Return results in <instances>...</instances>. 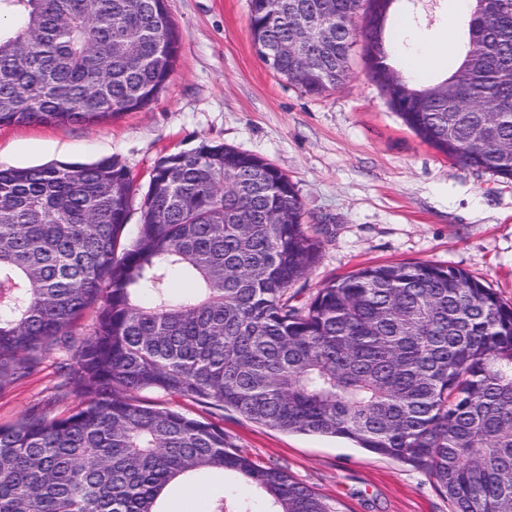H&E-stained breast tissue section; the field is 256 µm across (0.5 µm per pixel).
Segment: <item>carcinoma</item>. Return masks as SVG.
Returning <instances> with one entry per match:
<instances>
[{
    "label": "carcinoma",
    "instance_id": "carcinoma-1",
    "mask_svg": "<svg viewBox=\"0 0 512 512\" xmlns=\"http://www.w3.org/2000/svg\"><path fill=\"white\" fill-rule=\"evenodd\" d=\"M249 2L256 44L278 48L315 22L309 61L284 54L276 75L334 90L361 40L372 80L424 142L512 179V0H471L456 67L424 84L393 65L398 0H368L382 21L362 38L336 29L357 0ZM181 40L165 0H0V127L143 109ZM304 223L286 174L207 140L161 157L139 198L115 159L0 168V381L65 349L62 387L80 398L0 426V512H161L173 481L215 473L245 478L273 512H336L222 427L139 404L148 389L426 466L453 512H512V304L460 268L393 263L297 308L288 290L322 250ZM175 275L196 295L172 302Z\"/></svg>",
    "mask_w": 512,
    "mask_h": 512
}]
</instances>
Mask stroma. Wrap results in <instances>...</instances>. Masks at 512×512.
I'll return each instance as SVG.
<instances>
[{
    "label": "stroma",
    "instance_id": "stroma-1",
    "mask_svg": "<svg viewBox=\"0 0 512 512\" xmlns=\"http://www.w3.org/2000/svg\"><path fill=\"white\" fill-rule=\"evenodd\" d=\"M183 38L177 65L158 98L107 123L0 127V167L118 159L146 190L168 153L211 140L273 163L294 183L307 231L322 242L318 262L289 289L306 306L327 281L372 264L452 266L512 303V181L454 161L425 143L387 103L372 80L362 46L348 77L319 96L277 76L257 55L249 0H167ZM463 12L437 0L419 19L398 14L404 57L450 40L459 46ZM52 351L33 375L0 384V425L39 406L68 411L74 396L60 385ZM141 402L221 426L228 441L257 464L286 471L337 512H452L428 468L415 467L320 434L288 433L237 412L208 409L157 390ZM190 512H212L216 497L269 512L263 493L228 475L201 492L174 487Z\"/></svg>",
    "mask_w": 512,
    "mask_h": 512
}]
</instances>
